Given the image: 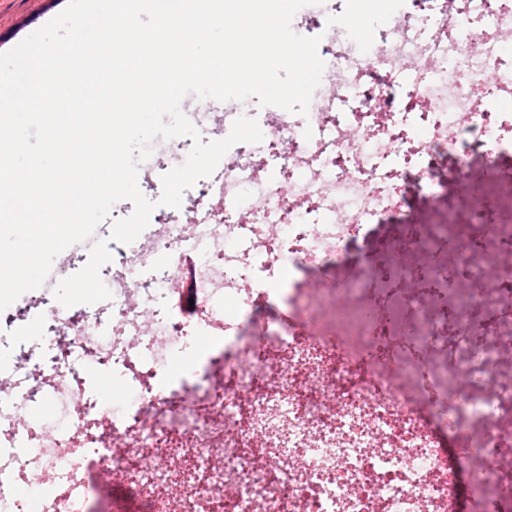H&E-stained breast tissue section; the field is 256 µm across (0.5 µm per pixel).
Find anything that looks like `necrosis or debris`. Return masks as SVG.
I'll use <instances>...</instances> for the list:
<instances>
[{
	"label": "necrosis or debris",
	"instance_id": "4bbe7bcc",
	"mask_svg": "<svg viewBox=\"0 0 512 512\" xmlns=\"http://www.w3.org/2000/svg\"><path fill=\"white\" fill-rule=\"evenodd\" d=\"M423 0L375 26L359 63L320 27L325 63L307 115L260 113L264 176L227 152L199 195L223 194L208 220L152 214L146 250L99 241L121 272L101 277L111 322L50 309L47 329L72 332L82 363L59 357L36 388L0 391V471L31 485L51 478L45 512H90L75 460L126 475L146 512H512V204L466 182L512 149V0H455L427 19ZM412 68L402 94L389 77ZM363 100L352 132L329 90ZM460 183L465 213L414 222L408 196ZM393 221L356 281V244ZM497 242L500 253L478 244ZM395 254L409 255L392 264ZM285 308L291 322L260 314ZM206 349L174 377L187 338ZM118 374L133 402L111 411L86 393L85 372ZM428 375L436 394L420 385ZM67 397L66 421L18 432L36 393ZM468 461L479 496L462 509L444 439ZM127 440L124 452L113 440ZM201 478L171 492L174 468Z\"/></svg>",
	"mask_w": 512,
	"mask_h": 512
}]
</instances>
